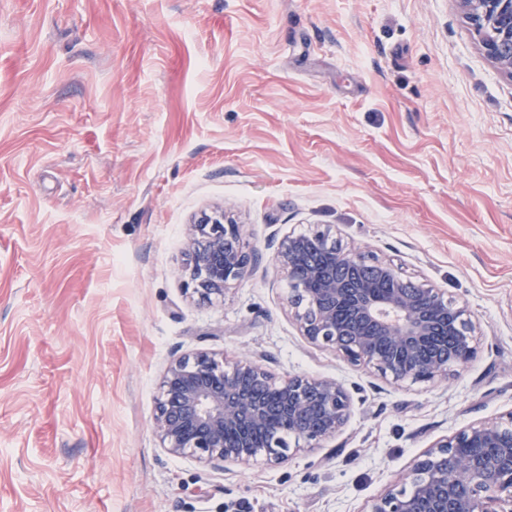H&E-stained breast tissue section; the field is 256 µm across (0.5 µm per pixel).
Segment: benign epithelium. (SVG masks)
Here are the masks:
<instances>
[{"label":"benign epithelium","mask_w":512,"mask_h":512,"mask_svg":"<svg viewBox=\"0 0 512 512\" xmlns=\"http://www.w3.org/2000/svg\"><path fill=\"white\" fill-rule=\"evenodd\" d=\"M496 68L512 79V0H456ZM187 287L203 302L252 274L255 253L241 225L203 215L186 241ZM275 261L302 336L395 383L449 379L476 354L467 305L403 278L388 261L342 248L329 228L289 235ZM369 266L357 283L336 270ZM454 336L456 345L440 342ZM352 409L335 379L275 378L259 361L229 363L207 352L183 357L160 386L154 427L170 453L219 467L258 458L280 464L290 441L311 447L336 437ZM368 512H512V413L471 424L419 455Z\"/></svg>","instance_id":"benign-epithelium-1"}]
</instances>
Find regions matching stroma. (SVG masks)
Segmentation results:
<instances>
[{
  "mask_svg": "<svg viewBox=\"0 0 512 512\" xmlns=\"http://www.w3.org/2000/svg\"><path fill=\"white\" fill-rule=\"evenodd\" d=\"M455 0H0V512H367L443 436L512 412V80ZM256 271L186 288L201 213ZM347 248L465 302L458 375L390 383L308 343L274 255ZM342 381L286 463L156 434L178 357Z\"/></svg>",
  "mask_w": 512,
  "mask_h": 512,
  "instance_id": "stroma-1",
  "label": "stroma"
}]
</instances>
